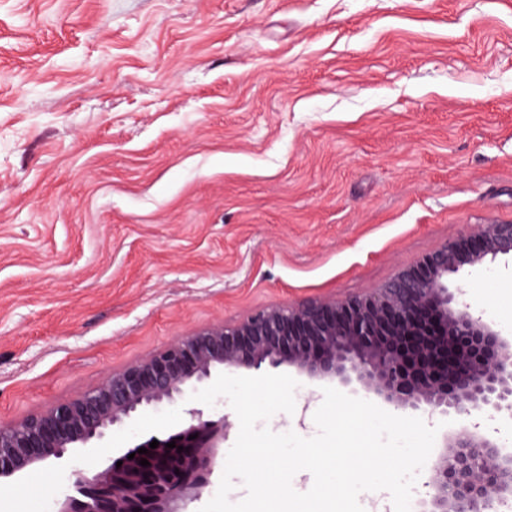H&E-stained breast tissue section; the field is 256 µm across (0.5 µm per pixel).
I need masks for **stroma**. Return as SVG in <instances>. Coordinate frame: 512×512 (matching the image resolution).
I'll return each mask as SVG.
<instances>
[{
    "label": "stroma",
    "mask_w": 512,
    "mask_h": 512,
    "mask_svg": "<svg viewBox=\"0 0 512 512\" xmlns=\"http://www.w3.org/2000/svg\"><path fill=\"white\" fill-rule=\"evenodd\" d=\"M510 223L512 0H0V424ZM448 285L512 345V258ZM296 380L267 426L309 438L324 383ZM192 406L0 482V512Z\"/></svg>",
    "instance_id": "1"
}]
</instances>
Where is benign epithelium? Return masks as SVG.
Returning <instances> with one entry per match:
<instances>
[{
	"mask_svg": "<svg viewBox=\"0 0 512 512\" xmlns=\"http://www.w3.org/2000/svg\"><path fill=\"white\" fill-rule=\"evenodd\" d=\"M509 254L512 224H485L422 255L369 294L269 306L233 325L194 330L92 390L1 424L0 479L59 461L71 448H100L111 428L182 399L225 369L288 365L317 380L354 373L365 390L397 408L460 422L482 410L511 416L512 350L469 310L461 289L448 288V275ZM188 415L157 448L148 439L79 478L77 495L55 512H191L218 465L224 417L206 419L198 409ZM171 441L175 447H166ZM141 447L147 453H138ZM427 487L424 512H493L512 499V459L495 440L463 427L443 438Z\"/></svg>",
	"mask_w": 512,
	"mask_h": 512,
	"instance_id": "1",
	"label": "benign epithelium"
}]
</instances>
